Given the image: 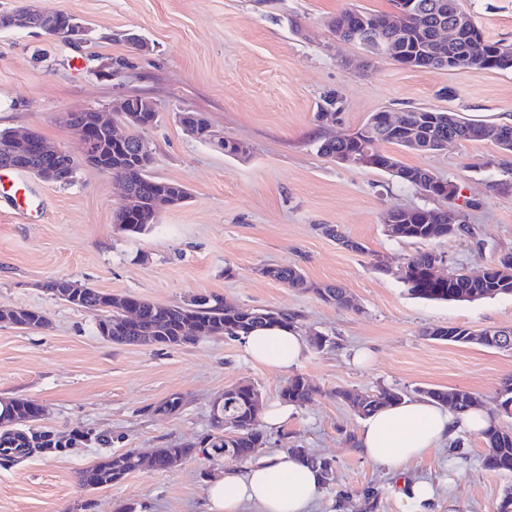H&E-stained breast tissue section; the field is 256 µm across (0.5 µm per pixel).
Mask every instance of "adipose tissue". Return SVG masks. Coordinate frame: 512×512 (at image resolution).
<instances>
[{"label":"adipose tissue","instance_id":"obj_1","mask_svg":"<svg viewBox=\"0 0 512 512\" xmlns=\"http://www.w3.org/2000/svg\"><path fill=\"white\" fill-rule=\"evenodd\" d=\"M254 362L281 371L297 366L308 351L297 329L263 327L241 339ZM490 419L481 411L459 415L424 399L404 400L366 417L357 446L368 460L393 468L463 432L479 433ZM323 487L318 466L278 452L250 466L226 467L206 488L207 512H310Z\"/></svg>","mask_w":512,"mask_h":512}]
</instances>
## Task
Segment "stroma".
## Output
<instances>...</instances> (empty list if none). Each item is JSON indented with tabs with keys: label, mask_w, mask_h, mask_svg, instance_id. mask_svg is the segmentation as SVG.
<instances>
[{
	"label": "stroma",
	"mask_w": 512,
	"mask_h": 512,
	"mask_svg": "<svg viewBox=\"0 0 512 512\" xmlns=\"http://www.w3.org/2000/svg\"><path fill=\"white\" fill-rule=\"evenodd\" d=\"M43 7L81 18L89 39L71 44L31 31L0 30V130L32 129L80 158L71 184L24 175L23 214L0 202V308H34L49 325L26 330L0 324V399L43 406L38 428L54 437L89 432L95 442L34 448L0 459V512H203L207 481L223 472L220 451L204 447L211 404L238 383L259 390L264 404L280 400L288 376L256 364L238 339L207 336L181 346L116 345L98 335L95 313L71 306L45 284L67 279L114 295L165 305L215 294L242 308L298 312L309 348L295 369L319 390L290 409L267 435V452L296 445L329 460L332 479L314 512H497L512 476L483 466L486 442L466 434L455 451L432 448L399 469L364 458L355 437L361 418L335 392L462 388L480 397L497 426L512 416L497 393L512 377V350L430 339L428 330L464 326L512 328V296L472 303L427 302L408 295L398 278L407 259L434 251L449 270H483L512 251V188L496 192L500 171L478 170L498 155L491 142H465L437 153L379 144L408 167L425 168L480 200L470 211L473 240L416 242L387 237L396 208H447L389 173L352 168L320 154L319 141L360 128L371 114L427 107L465 119L512 120V71L413 69L336 38L325 25L347 8L388 13L391 0H41ZM485 37L512 42V0H461ZM137 34L149 52L128 42ZM111 77L99 75L100 64ZM455 89L447 98V89ZM151 97L157 121L144 138L151 173L185 186V204L164 210L149 232L117 229L118 182L81 159L82 146L64 120L70 111L111 110L129 96ZM336 120L315 118L326 95ZM204 113L215 134L201 141L184 132L181 112ZM248 148L225 155L223 140ZM333 224L365 250L345 249L324 235ZM298 265L310 290L264 277L267 266ZM346 288L357 304L324 302L314 289ZM182 395L175 416L153 413ZM197 444L168 471L143 467L124 480L88 489L83 470L131 448ZM429 481L435 496L403 499V482Z\"/></svg>",
	"instance_id": "35a3bbf8"
}]
</instances>
